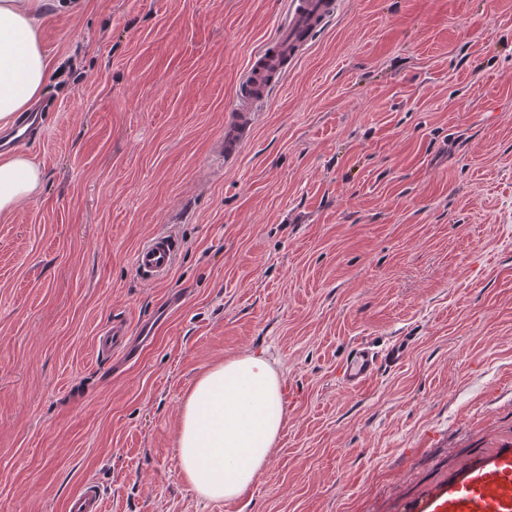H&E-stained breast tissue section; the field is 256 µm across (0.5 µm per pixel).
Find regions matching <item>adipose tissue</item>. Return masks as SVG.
Instances as JSON below:
<instances>
[{
  "label": "adipose tissue",
  "instance_id": "1",
  "mask_svg": "<svg viewBox=\"0 0 512 512\" xmlns=\"http://www.w3.org/2000/svg\"><path fill=\"white\" fill-rule=\"evenodd\" d=\"M69 0H0V129L44 93L53 62L38 20ZM43 169L30 157L0 158V216L37 198ZM280 376L263 354L241 353L203 372L179 416L177 454L186 482L210 501L236 502L265 470L283 427Z\"/></svg>",
  "mask_w": 512,
  "mask_h": 512
}]
</instances>
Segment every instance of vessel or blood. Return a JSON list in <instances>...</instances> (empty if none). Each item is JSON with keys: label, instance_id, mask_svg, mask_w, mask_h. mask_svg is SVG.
<instances>
[{"label": "vessel or blood", "instance_id": "vessel-or-blood-1", "mask_svg": "<svg viewBox=\"0 0 512 512\" xmlns=\"http://www.w3.org/2000/svg\"><path fill=\"white\" fill-rule=\"evenodd\" d=\"M336 6V0H288L285 20L246 68L224 130L225 154L236 152L269 89L281 81L311 33L334 15ZM175 256L171 237L158 233L137 248L134 265L143 279L159 280L170 274ZM126 347L127 330L119 323L106 328L97 341L102 355L120 353ZM381 360L380 353L367 345L352 348L340 368L341 384L348 389L361 388L378 372ZM70 512H103L102 497L94 483H85L73 496ZM404 512H512V443L468 461L446 482L429 487Z\"/></svg>", "mask_w": 512, "mask_h": 512}]
</instances>
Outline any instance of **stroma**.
I'll use <instances>...</instances> for the list:
<instances>
[{
    "label": "stroma",
    "mask_w": 512,
    "mask_h": 512,
    "mask_svg": "<svg viewBox=\"0 0 512 512\" xmlns=\"http://www.w3.org/2000/svg\"><path fill=\"white\" fill-rule=\"evenodd\" d=\"M284 0H82L57 66L41 195L0 216V512H402L512 440V0H340L239 154L228 109ZM177 243L163 280L133 256ZM129 353L97 354L112 320ZM402 344L363 388L356 343ZM261 352L284 426L233 505L179 465L180 408ZM381 360L379 351L366 344L352 348L340 368L341 384L348 389H360L378 372ZM101 493L93 482H86L70 501V512H102Z\"/></svg>",
    "instance_id": "obj_1"
}]
</instances>
